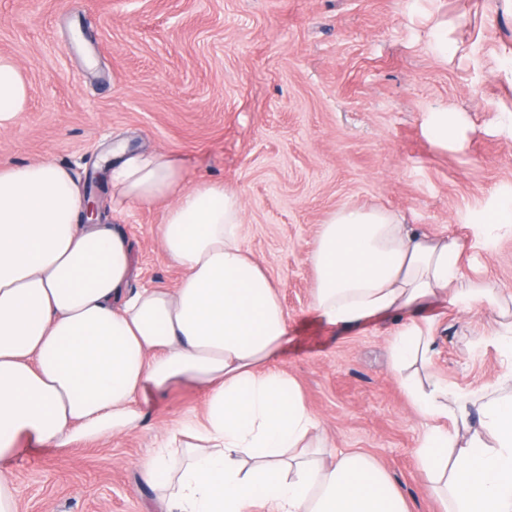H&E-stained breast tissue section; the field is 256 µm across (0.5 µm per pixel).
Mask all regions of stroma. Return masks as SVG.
Wrapping results in <instances>:
<instances>
[{
    "label": "stroma",
    "mask_w": 512,
    "mask_h": 512,
    "mask_svg": "<svg viewBox=\"0 0 512 512\" xmlns=\"http://www.w3.org/2000/svg\"><path fill=\"white\" fill-rule=\"evenodd\" d=\"M437 25L455 54L433 50ZM0 54L30 88L27 111L0 130V168L51 157L83 185L121 142L178 154L185 184L237 189L242 241L288 312L279 369L332 448L383 465L410 512H442L419 469L422 421L390 370L398 320L321 321L308 253L344 206L389 208L420 232L468 242L469 212L512 189V139L496 127L512 109L501 0H0ZM438 111L467 120L444 147L423 128ZM165 209L101 206L99 222L131 243L132 287L173 288L182 276L156 234ZM462 273L512 294V238L466 250ZM415 318L435 338L431 375L461 392L498 385L489 313L444 302ZM204 408L201 389L177 387L146 406L135 433L13 459L4 469L19 512H158L141 464Z\"/></svg>",
    "instance_id": "1"
}]
</instances>
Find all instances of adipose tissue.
I'll list each match as a JSON object with an SVG mask.
<instances>
[{
    "mask_svg": "<svg viewBox=\"0 0 512 512\" xmlns=\"http://www.w3.org/2000/svg\"><path fill=\"white\" fill-rule=\"evenodd\" d=\"M29 102L0 54V129ZM115 206L168 207L157 233L183 275L176 288L130 290L132 247L109 224L83 221L85 196L51 159L0 169V461L139 429V401L177 386L206 393L142 465L160 512H410L387 472L360 452L332 453L296 380L275 369L288 314L241 241L242 201L219 180L185 186L175 154L114 150ZM483 242L512 236V192L476 214ZM463 245L431 237L382 207H344L320 224L308 260L312 306L356 328L403 317L392 370L426 428L427 489L445 512H512V394L484 400L408 376L434 338L411 316L447 299L497 317L489 341L512 378V302L464 281Z\"/></svg>",
    "mask_w": 512,
    "mask_h": 512,
    "instance_id": "ef3b65f1",
    "label": "adipose tissue"
}]
</instances>
